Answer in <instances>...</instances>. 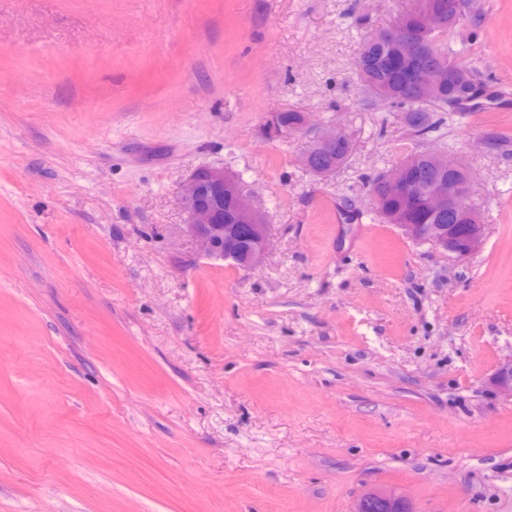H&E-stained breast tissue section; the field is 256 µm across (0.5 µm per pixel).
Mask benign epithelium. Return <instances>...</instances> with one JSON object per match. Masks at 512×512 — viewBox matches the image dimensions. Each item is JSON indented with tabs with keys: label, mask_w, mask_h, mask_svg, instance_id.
I'll return each mask as SVG.
<instances>
[{
	"label": "benign epithelium",
	"mask_w": 512,
	"mask_h": 512,
	"mask_svg": "<svg viewBox=\"0 0 512 512\" xmlns=\"http://www.w3.org/2000/svg\"><path fill=\"white\" fill-rule=\"evenodd\" d=\"M452 5L431 0H414V7L398 16L385 38L393 46L389 66L397 73L411 67L416 51L407 40L415 23L421 22L434 33L451 32L455 26L446 22ZM471 90V77L464 70H448L441 66L424 68L418 75L417 90L430 99L443 81ZM349 141V135L332 124L311 130L306 147L327 149ZM452 173L438 175L422 184L414 162L402 160L393 166L386 178L387 189L396 195L401 207L393 215L402 234L416 242L426 243L458 260L478 253L484 245L486 225L480 219L475 202L477 189L467 165L448 162ZM180 200L187 215L182 225L198 257L212 262H231L243 269H253L265 259L269 246L270 226L262 212L254 207L240 177L224 168L201 166L180 187ZM423 208L431 213L446 214L451 224H416L412 213ZM498 394L512 399V358L500 362L488 379ZM379 505L385 512H414L411 502L392 493L367 490L357 500L353 512H373Z\"/></svg>",
	"instance_id": "obj_1"
}]
</instances>
